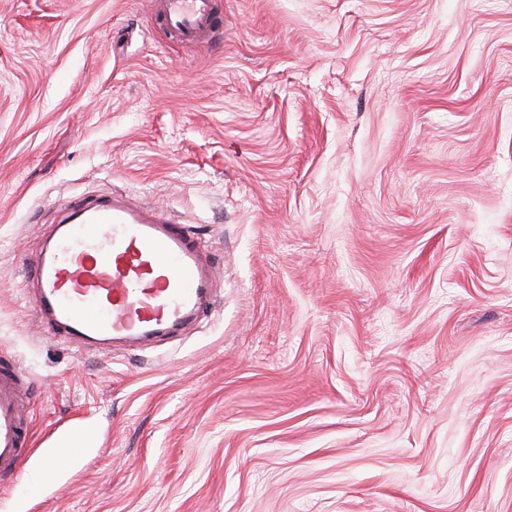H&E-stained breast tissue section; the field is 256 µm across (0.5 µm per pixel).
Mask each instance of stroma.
<instances>
[{
	"mask_svg": "<svg viewBox=\"0 0 512 512\" xmlns=\"http://www.w3.org/2000/svg\"><path fill=\"white\" fill-rule=\"evenodd\" d=\"M0 0V512H512V0ZM168 210L222 278L147 348L48 334L70 199ZM92 445L43 478L58 442ZM151 24L167 33L171 42L198 39L224 30V14L214 10L213 0H163ZM30 381L15 360H0V481H12L29 456L25 398Z\"/></svg>",
	"mask_w": 512,
	"mask_h": 512,
	"instance_id": "obj_1",
	"label": "stroma"
}]
</instances>
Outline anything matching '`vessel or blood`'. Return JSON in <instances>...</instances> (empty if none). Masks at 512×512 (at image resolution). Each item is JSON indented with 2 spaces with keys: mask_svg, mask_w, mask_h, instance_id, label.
<instances>
[{
  "mask_svg": "<svg viewBox=\"0 0 512 512\" xmlns=\"http://www.w3.org/2000/svg\"><path fill=\"white\" fill-rule=\"evenodd\" d=\"M151 23L184 42L223 30L224 15L213 0H161ZM30 281L41 322L73 341L178 335L211 314L219 286L199 240L164 210L122 194L66 207ZM29 386L20 363L0 361L1 482L16 479L29 455Z\"/></svg>",
  "mask_w": 512,
  "mask_h": 512,
  "instance_id": "b4317fda",
  "label": "vessel or blood"
}]
</instances>
